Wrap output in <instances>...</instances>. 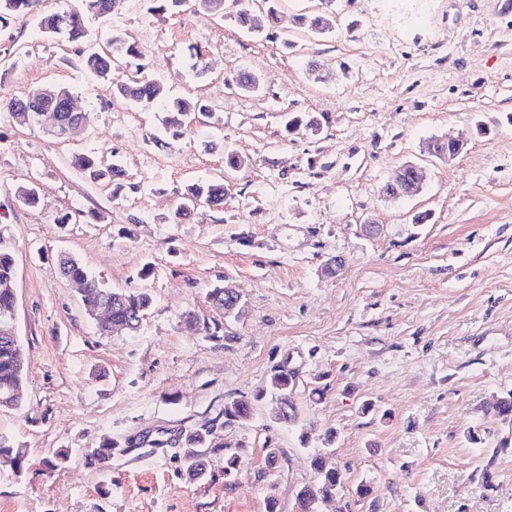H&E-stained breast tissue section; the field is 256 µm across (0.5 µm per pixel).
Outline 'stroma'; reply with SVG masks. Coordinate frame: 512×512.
<instances>
[{
	"label": "stroma",
	"mask_w": 512,
	"mask_h": 512,
	"mask_svg": "<svg viewBox=\"0 0 512 512\" xmlns=\"http://www.w3.org/2000/svg\"><path fill=\"white\" fill-rule=\"evenodd\" d=\"M377 2L335 0L325 38L293 29L320 0H283L259 38L190 7L158 18L151 0H116L106 22L87 16L81 47L41 36L29 17L0 27V97L62 86L88 115L63 142L0 112V232L14 247L27 371L18 408L0 412V438L26 451L22 470L0 465V512H266L270 495L295 512L330 429L347 489L323 512H512V423L488 410L512 391V0H438L404 29L377 24ZM114 35L214 121H187L157 147L161 107L109 101L81 66L80 48ZM192 46L206 78L191 70ZM243 68L261 75L259 91L225 87ZM290 114L318 118L320 134L286 131ZM434 138L465 147L447 163L426 153ZM229 150L249 166L226 169ZM83 154L119 163L125 189L87 179L74 165ZM406 162L427 168L426 184L386 198ZM203 178L224 180L223 210L163 223ZM27 183L41 189L33 208L16 198ZM65 256L107 287L151 292L137 331L99 334L61 273ZM217 282L246 315L213 340L183 321L215 317L206 292ZM286 361L299 372L294 418L276 419L267 396L248 422L225 425V402L265 388ZM202 425L238 448L236 488L218 458L207 482L189 480L180 433ZM106 440L122 452L102 469L90 456ZM270 448L278 467L260 484ZM62 449L67 468L47 477L44 460Z\"/></svg>",
	"instance_id": "obj_1"
}]
</instances>
